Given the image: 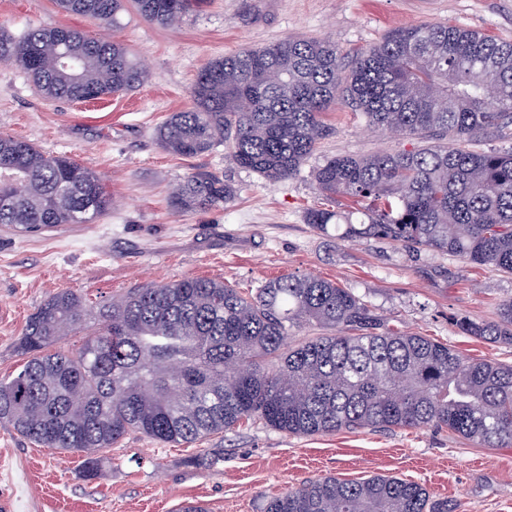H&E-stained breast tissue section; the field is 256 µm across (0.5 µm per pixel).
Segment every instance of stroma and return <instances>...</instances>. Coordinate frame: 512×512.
Here are the masks:
<instances>
[{"label": "stroma", "mask_w": 512, "mask_h": 512, "mask_svg": "<svg viewBox=\"0 0 512 512\" xmlns=\"http://www.w3.org/2000/svg\"><path fill=\"white\" fill-rule=\"evenodd\" d=\"M451 22L512 39V0H203L173 27L135 11L114 30L65 14L54 0H0V26L14 35L68 26L112 36L143 60L136 90L85 103L45 99L19 68L0 64V134L65 155L100 177L113 204L92 224L38 232L0 226V378L24 360L15 344L37 309L70 289L102 304L132 287L185 277L256 288L284 275H312L367 301L390 325L447 343L466 358L512 362V347L458 335L450 319H495L512 298V275L462 267L456 257L408 252L399 242H343L314 230L306 211L324 201L312 179L327 158L410 151L419 139L382 136L357 111L324 112L328 128L301 171L271 184L240 168L229 145L198 157L162 149L157 128L191 104L211 59L291 37L329 39L344 58L393 28ZM209 170L235 190L225 204L179 212L169 205L188 176ZM96 479L77 454L42 447L0 426V512H261L266 498L325 476L393 475L453 500L458 512H512V446L480 448L447 431L395 429L293 436L249 424L191 444L137 433L103 451Z\"/></svg>", "instance_id": "stroma-1"}]
</instances>
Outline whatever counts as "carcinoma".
Here are the masks:
<instances>
[{
	"label": "carcinoma",
	"mask_w": 512,
	"mask_h": 512,
	"mask_svg": "<svg viewBox=\"0 0 512 512\" xmlns=\"http://www.w3.org/2000/svg\"><path fill=\"white\" fill-rule=\"evenodd\" d=\"M199 0H55L67 14L120 27L128 7L161 27ZM336 43L288 38L208 62L192 104L157 130L176 156L212 151L234 132L236 164L276 183L297 174L327 133L322 114L345 100L382 135L428 145L314 169L328 199L312 208L318 232L356 241L389 238L457 257L469 268L512 274V146L473 149L495 132L512 138V41L452 23L407 25L352 58L342 74ZM0 64L22 69L49 100L84 102L128 92L148 76L117 40L70 27H0ZM209 171L170 197L177 211L230 200ZM112 204L100 178L63 155L0 135V225L30 231L92 224ZM73 355L51 347L87 328ZM308 326L325 336L297 339ZM461 336L512 345V299L493 321L456 317ZM16 351L22 369L0 380V426L81 457L97 477L100 452L131 433L190 443L258 421L289 435L362 429H447L481 448L512 445V364L464 360L447 344L386 324L347 288L289 275L243 291L188 277L132 288L98 310L63 290L28 320ZM262 512H455L422 485L395 476H326L265 500Z\"/></svg>",
	"instance_id": "1"
}]
</instances>
